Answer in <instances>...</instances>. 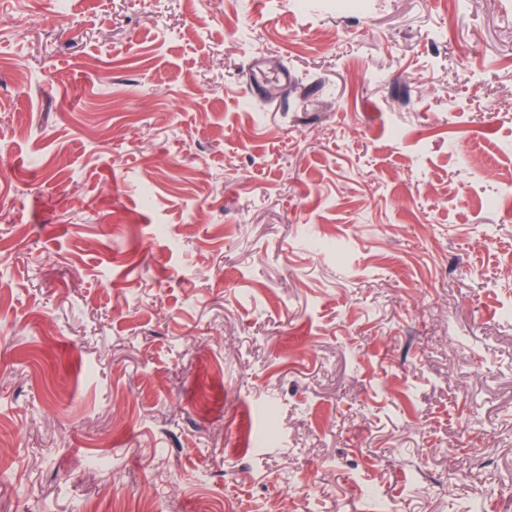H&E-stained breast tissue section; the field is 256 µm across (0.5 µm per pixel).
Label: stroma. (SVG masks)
<instances>
[{
  "mask_svg": "<svg viewBox=\"0 0 512 512\" xmlns=\"http://www.w3.org/2000/svg\"><path fill=\"white\" fill-rule=\"evenodd\" d=\"M508 170L512 0H0V512L512 487ZM253 66L258 69H273V77L267 84H262L259 82H254L250 80L249 90L252 93L253 96H255L258 99L265 100L272 98V90L275 87L280 86V91L288 85V83L291 81L290 74L288 73V70L285 69L283 66H280V68H273V64L270 60L267 59H255L253 60Z\"/></svg>",
  "mask_w": 512,
  "mask_h": 512,
  "instance_id": "35a3bbf8",
  "label": "stroma"
}]
</instances>
